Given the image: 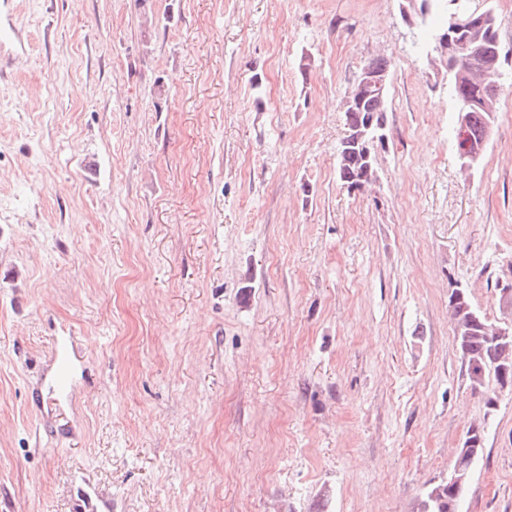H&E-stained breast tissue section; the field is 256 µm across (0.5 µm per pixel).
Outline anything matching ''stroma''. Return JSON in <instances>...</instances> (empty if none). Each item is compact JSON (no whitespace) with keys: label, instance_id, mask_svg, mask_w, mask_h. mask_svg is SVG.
Returning <instances> with one entry per match:
<instances>
[{"label":"stroma","instance_id":"1","mask_svg":"<svg viewBox=\"0 0 512 512\" xmlns=\"http://www.w3.org/2000/svg\"><path fill=\"white\" fill-rule=\"evenodd\" d=\"M406 4L0 0V512H418L475 425L463 512H512V391L472 389L448 312L512 283V93L463 174ZM391 61L384 58H373L363 67L376 72L390 70ZM389 76H379L364 69L358 75L354 87L345 97L343 107L352 106L360 91L376 89L383 92L388 84ZM386 90L383 94L362 92L360 100L354 109L344 112L346 134L339 143L336 151V171L339 180L349 189H360L372 180L365 171V162L360 151L351 146L354 136L359 128L364 126L368 118L374 117L375 122L386 128Z\"/></svg>","mask_w":512,"mask_h":512}]
</instances>
